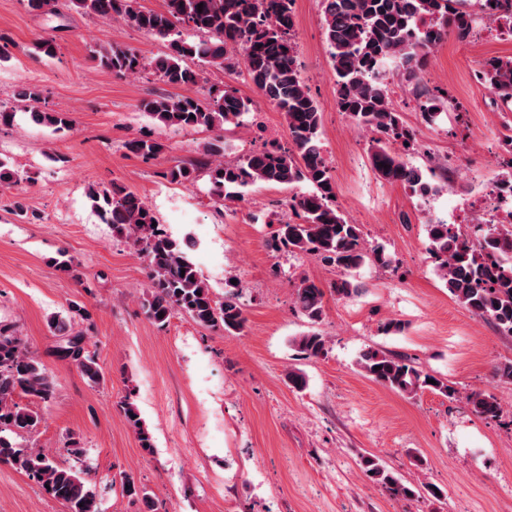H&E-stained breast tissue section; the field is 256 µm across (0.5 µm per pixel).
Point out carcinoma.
Instances as JSON below:
<instances>
[{"label":"carcinoma","instance_id":"1","mask_svg":"<svg viewBox=\"0 0 512 512\" xmlns=\"http://www.w3.org/2000/svg\"><path fill=\"white\" fill-rule=\"evenodd\" d=\"M461 2L322 0L340 111L371 134L370 158L378 176L405 186L423 200L437 187L392 148L396 143H413L414 134L402 125L393 107L382 67L389 59L398 60L403 79L413 83L433 49L452 33L460 38L469 36L483 19L496 23L499 35L512 38V0H479L477 13L462 7ZM68 3L76 11L95 15L107 24L129 22L168 43V52L153 58L111 43L101 45L91 50L100 67L117 75L148 70L170 86L184 87L202 82L201 70L188 65L190 60L220 69L242 64L264 98L283 113L293 148L272 145L225 163L221 160L223 142L216 139L205 147L198 163L169 168L167 179L192 183L203 174L208 178L210 195L221 203L243 201L244 189L257 182L308 183L311 191L287 202L296 220H280L267 245L275 252L313 255L340 269L342 276L330 288L340 299L358 292L350 272L366 261L389 266L384 249L366 248L360 226L349 223L336 206V186L321 143L322 113L297 63L294 0H163L159 11L143 9L139 0ZM479 79L504 104L512 103V58L486 62ZM420 94L426 97L423 119L432 124L442 114L445 102L425 90ZM19 97L34 123L55 132L70 127L69 113L38 107L42 100L38 86L25 87ZM144 109L163 127L214 131L237 121L249 110V102L238 96L235 88L214 84L204 89L200 98L161 95L146 101ZM125 148L144 158L163 151L161 143L139 138L127 141ZM19 182L17 173L0 158V189H10ZM87 195L102 223L128 239L144 258L149 285L143 307L153 323L162 327L181 313L200 326L220 327L229 335L245 329L247 318L239 301L242 283L233 284V277H227L224 298L215 299L210 285L188 257L193 242L186 239L180 243L153 225L157 216L136 193L113 184L92 187ZM427 234L439 260V277L451 296L476 316L491 321L502 334L512 336V226L501 230L499 225H492L477 244L447 224L430 223ZM324 297L323 288L303 277L295 288L294 304L316 323L324 314ZM48 328L57 338L55 357L76 369L89 387L103 384L105 373L96 351L91 349L86 308L77 303L69 305L66 314L48 319ZM295 344L307 358L327 353L325 337L316 333L298 337ZM358 365L371 380L407 397L426 389L449 398L456 394L446 381L418 369L410 359L378 348L364 351ZM57 387L56 376L28 351L16 326L0 320V462L35 479L47 495L64 506L65 512H105L102 494L87 480L91 465L80 438H69L71 462L67 464L29 446L42 416L39 410L20 405L16 398L23 394L34 402L49 403ZM467 400L482 416L496 417L500 413V404L491 395L473 392ZM122 410L140 447L152 451L153 435L135 403L125 399ZM360 467L369 479L396 497L420 495L418 488L372 455L362 456ZM121 486L123 493L142 502L146 512H158L146 488L131 477L124 476Z\"/></svg>","mask_w":512,"mask_h":512}]
</instances>
